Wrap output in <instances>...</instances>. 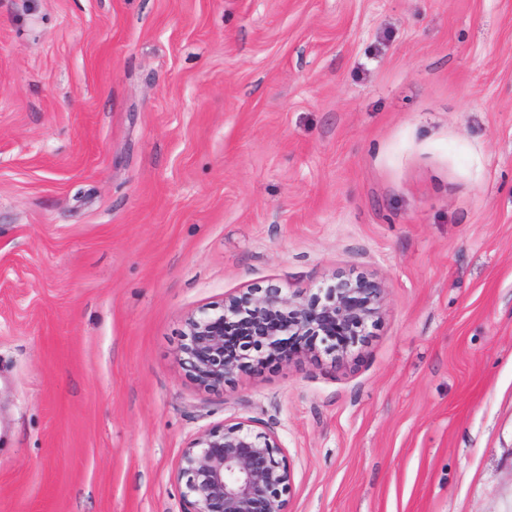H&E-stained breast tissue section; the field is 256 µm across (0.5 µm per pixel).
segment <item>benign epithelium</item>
<instances>
[{"label":"benign epithelium","instance_id":"1","mask_svg":"<svg viewBox=\"0 0 512 512\" xmlns=\"http://www.w3.org/2000/svg\"><path fill=\"white\" fill-rule=\"evenodd\" d=\"M383 305L381 284L364 276L338 277L325 296L288 294L277 286L224 298L222 307L188 316L182 364L200 386L218 390L239 371L274 356L292 362L314 354L316 339L333 363L366 335ZM187 512H287L282 493L292 473L273 431L250 421L211 428L184 449L177 470Z\"/></svg>","mask_w":512,"mask_h":512}]
</instances>
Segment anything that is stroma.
<instances>
[{
    "label": "stroma",
    "instance_id": "1",
    "mask_svg": "<svg viewBox=\"0 0 512 512\" xmlns=\"http://www.w3.org/2000/svg\"><path fill=\"white\" fill-rule=\"evenodd\" d=\"M339 274L343 365L182 368ZM244 420L288 512H512V0H0V512H185ZM381 284L364 276L338 277L319 294H288L277 286L226 297L185 320L180 360L200 386L218 390L264 356L292 362L315 354L322 338L333 363H342L383 305ZM336 340L339 343L336 345Z\"/></svg>",
    "mask_w": 512,
    "mask_h": 512
}]
</instances>
